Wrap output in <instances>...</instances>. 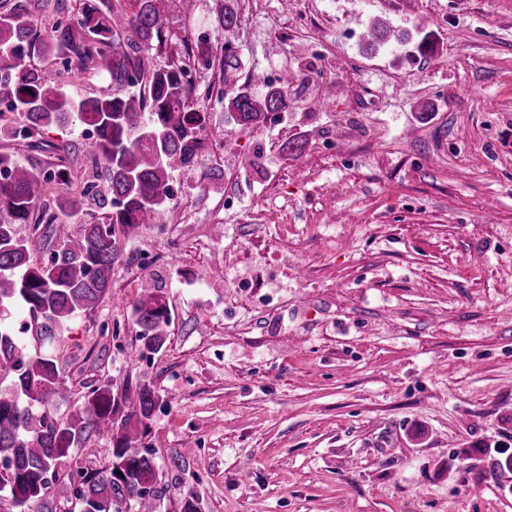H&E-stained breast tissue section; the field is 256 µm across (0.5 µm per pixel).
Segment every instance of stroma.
Returning a JSON list of instances; mask_svg holds the SVG:
<instances>
[{
  "instance_id": "stroma-1",
  "label": "stroma",
  "mask_w": 512,
  "mask_h": 512,
  "mask_svg": "<svg viewBox=\"0 0 512 512\" xmlns=\"http://www.w3.org/2000/svg\"><path fill=\"white\" fill-rule=\"evenodd\" d=\"M234 7L228 30L217 0L168 2L156 64L213 49L189 96L208 148L194 180L173 174L163 223L121 240L111 298L50 345L69 387L51 410L66 417L103 381L157 389L142 443L166 475L163 512L190 492L204 512H512V0ZM16 8L41 38L80 4L0 0ZM380 20L433 32V53L347 39ZM228 53L237 83L294 75L288 109L235 125ZM31 63L76 99L115 88L88 63L40 51ZM19 120L0 103V152L28 167L67 158L33 216L56 249L109 213L108 170L78 119L22 148L6 133ZM292 138L305 147L287 158ZM89 189L98 198L77 214L58 210ZM146 250L158 261L138 266ZM146 279L170 321L163 349L132 364Z\"/></svg>"
}]
</instances>
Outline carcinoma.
Segmentation results:
<instances>
[{
  "label": "carcinoma",
  "mask_w": 512,
  "mask_h": 512,
  "mask_svg": "<svg viewBox=\"0 0 512 512\" xmlns=\"http://www.w3.org/2000/svg\"><path fill=\"white\" fill-rule=\"evenodd\" d=\"M167 0H133L131 10L105 12L97 0L79 17L60 21L41 42L44 50L88 60L112 76L108 98L74 100L32 67L34 26L19 10L0 13V102L22 115L12 138L21 143L35 131L74 115L95 125L96 152L108 164L112 212L102 224H85L43 264L40 226L22 235L47 183L57 170L24 167L11 153H0V311L21 304L29 320L20 330L0 324V501L11 512H27L45 501L75 448L97 434L108 436L112 455L104 466L79 472L73 494L93 512H161L164 486L152 451L136 442L145 437L159 393L147 384L114 390L110 382L89 388L83 402L64 419L48 409L58 393L56 359L42 343L64 333L72 320L112 296V267L119 237L131 236L144 215H163L167 186L175 170L187 177L202 148L205 117L189 105L183 67H161L145 48L166 41L163 10ZM292 83L252 81L222 92L224 110L234 123L252 128L268 114L288 107ZM138 327L131 356L160 351L169 308L159 289L142 285L132 309Z\"/></svg>",
  "instance_id": "1"
}]
</instances>
